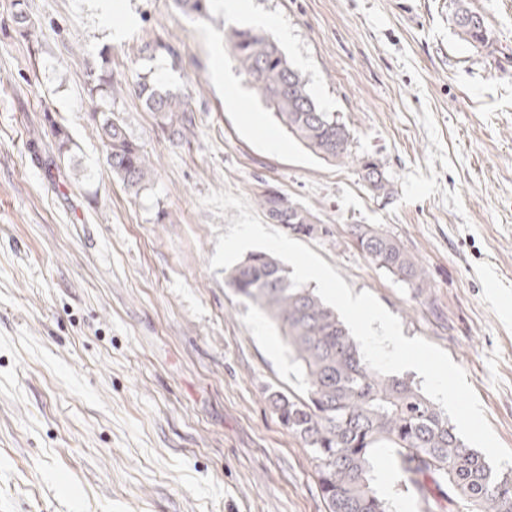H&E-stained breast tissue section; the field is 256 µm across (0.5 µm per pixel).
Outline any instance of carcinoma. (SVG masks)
I'll return each mask as SVG.
<instances>
[{
    "label": "carcinoma",
    "instance_id": "cac0c4a2",
    "mask_svg": "<svg viewBox=\"0 0 512 512\" xmlns=\"http://www.w3.org/2000/svg\"><path fill=\"white\" fill-rule=\"evenodd\" d=\"M206 2L177 0L186 14L198 19L207 16ZM453 4L451 22L461 39L487 42V26L470 21L478 12L467 0ZM227 41L238 68L293 140L324 160L350 157L346 125L323 111L308 80L291 66L272 36L261 30L232 29ZM93 82L92 90L102 98L121 91L103 69L93 73ZM133 91L172 135L191 123V103L159 81L143 77ZM46 120L58 153L70 151L66 130L49 112ZM100 138L112 175L138 193L152 173L148 156L112 112L101 119ZM357 165L373 192L392 193L384 173L376 172L380 167L376 160L362 157ZM258 204L271 224L304 236L328 233L308 209L276 189L264 190ZM355 242L369 261L399 281L420 292L428 286L422 267L393 237L359 225ZM228 285L281 324L306 396L275 393L271 400L283 425L309 448L328 512H392V503L374 484V458L381 450L390 457L404 490L427 501L428 483L448 488V512H512V472L495 473L413 381L371 369L335 310L313 290L292 287L288 271L276 257L249 254L230 272Z\"/></svg>",
    "mask_w": 512,
    "mask_h": 512
}]
</instances>
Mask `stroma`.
<instances>
[{"label": "stroma", "mask_w": 512, "mask_h": 512, "mask_svg": "<svg viewBox=\"0 0 512 512\" xmlns=\"http://www.w3.org/2000/svg\"><path fill=\"white\" fill-rule=\"evenodd\" d=\"M0 0V512H325L315 464L272 394H302L279 326L210 269L224 216L281 191L330 232L307 246L444 349L512 448V0H469L490 40L462 41L451 0H252L350 159L290 139L228 52L221 0ZM190 97L170 137L126 90L95 101L89 63ZM115 113L154 172L139 193L105 163L94 106ZM72 140L59 157L43 115ZM285 148L273 151L265 132ZM393 185L372 192L354 161ZM371 225L423 268L417 292L367 260Z\"/></svg>", "instance_id": "obj_1"}]
</instances>
